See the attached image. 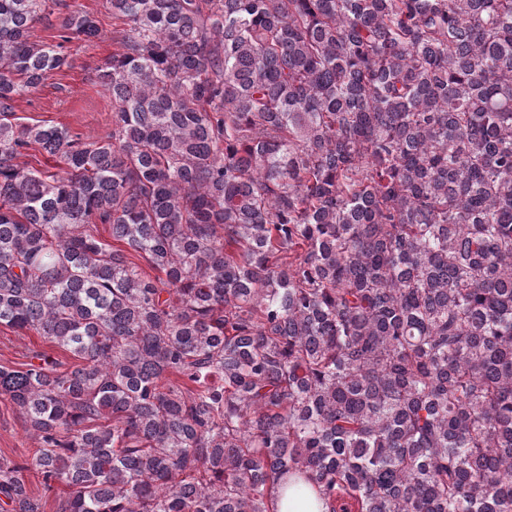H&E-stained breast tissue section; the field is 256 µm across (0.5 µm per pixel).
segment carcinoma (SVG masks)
<instances>
[{
  "instance_id": "1",
  "label": "carcinoma",
  "mask_w": 512,
  "mask_h": 512,
  "mask_svg": "<svg viewBox=\"0 0 512 512\" xmlns=\"http://www.w3.org/2000/svg\"><path fill=\"white\" fill-rule=\"evenodd\" d=\"M61 2L0 0V324L79 361L0 367L3 512H512V0H110L103 142L7 121ZM36 441L25 428L22 417L6 396H0V461L10 460L16 463L27 462L31 465V459ZM30 489L37 495L43 492L41 477L35 468L30 466V471L25 472ZM288 484V497L282 501L279 512H324L325 508L318 501L315 491L301 480Z\"/></svg>"
}]
</instances>
